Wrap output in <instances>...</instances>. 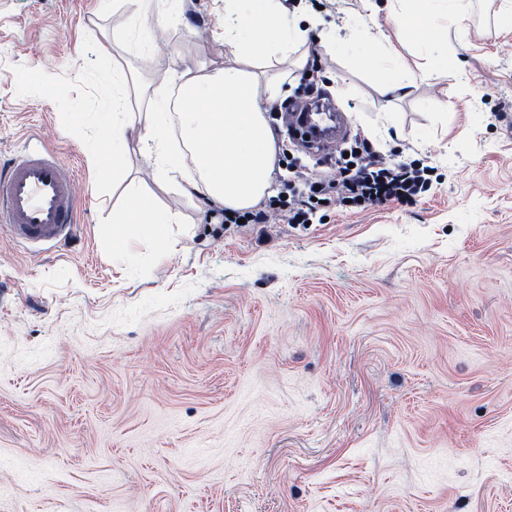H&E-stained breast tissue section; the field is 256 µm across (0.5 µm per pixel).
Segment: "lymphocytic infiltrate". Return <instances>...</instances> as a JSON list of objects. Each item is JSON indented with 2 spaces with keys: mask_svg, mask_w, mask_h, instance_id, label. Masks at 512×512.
Masks as SVG:
<instances>
[{
  "mask_svg": "<svg viewBox=\"0 0 512 512\" xmlns=\"http://www.w3.org/2000/svg\"><path fill=\"white\" fill-rule=\"evenodd\" d=\"M333 176L315 179L297 173L293 195H277L270 209L256 212H234V219L265 224L277 216L290 224L313 221L322 202H351L353 207L367 208L386 203L416 204L430 182V169L412 163H387L364 143L349 154L339 156Z\"/></svg>",
  "mask_w": 512,
  "mask_h": 512,
  "instance_id": "f902f5d3",
  "label": "lymphocytic infiltrate"
}]
</instances>
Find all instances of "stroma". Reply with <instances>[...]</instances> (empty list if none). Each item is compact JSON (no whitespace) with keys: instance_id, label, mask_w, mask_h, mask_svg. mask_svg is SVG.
Returning <instances> with one entry per match:
<instances>
[{"instance_id":"35a3bbf8","label":"stroma","mask_w":512,"mask_h":512,"mask_svg":"<svg viewBox=\"0 0 512 512\" xmlns=\"http://www.w3.org/2000/svg\"><path fill=\"white\" fill-rule=\"evenodd\" d=\"M501 0L297 12L318 90L397 162L432 167L413 206L333 204L315 223L225 224L221 205L133 187L94 123L117 74L138 103L186 68L238 66L224 0H0V162L30 133L78 176V229L30 250L0 232V512H512V29ZM366 20L406 95L325 43ZM42 77L27 81L32 70ZM275 191L318 152L267 115ZM172 211L174 242L113 246L129 203Z\"/></svg>"}]
</instances>
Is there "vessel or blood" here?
I'll use <instances>...</instances> for the list:
<instances>
[{
    "mask_svg": "<svg viewBox=\"0 0 512 512\" xmlns=\"http://www.w3.org/2000/svg\"><path fill=\"white\" fill-rule=\"evenodd\" d=\"M311 138L334 143L341 123L334 110L302 116ZM77 181L64 162L35 148L15 155L0 173V225L13 240L30 245L59 246L74 235Z\"/></svg>",
    "mask_w": 512,
    "mask_h": 512,
    "instance_id": "b4317fda",
    "label": "vessel or blood"
}]
</instances>
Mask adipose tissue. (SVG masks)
I'll use <instances>...</instances> for the list:
<instances>
[{
  "instance_id": "1",
  "label": "adipose tissue",
  "mask_w": 512,
  "mask_h": 512,
  "mask_svg": "<svg viewBox=\"0 0 512 512\" xmlns=\"http://www.w3.org/2000/svg\"><path fill=\"white\" fill-rule=\"evenodd\" d=\"M224 16L238 27L229 47L241 64L210 73L189 68L181 73V108L199 118L182 138L200 174L190 181V188L225 208L240 210L258 205L272 193L274 136L259 102L283 95L280 80L260 79L247 65L291 58L296 67H305L306 58L297 53L305 32L284 22L277 0H224ZM134 84V79L122 78L118 96L101 105L99 120L112 145L103 161L113 175H124L131 143L149 141L155 146L154 178L177 183L183 161L168 143V103L157 101L144 112L134 109L130 98ZM176 221V215L166 210L146 214L128 208L119 214L117 226L104 228L103 233L120 241L147 240L162 249L169 243L168 228Z\"/></svg>"
}]
</instances>
